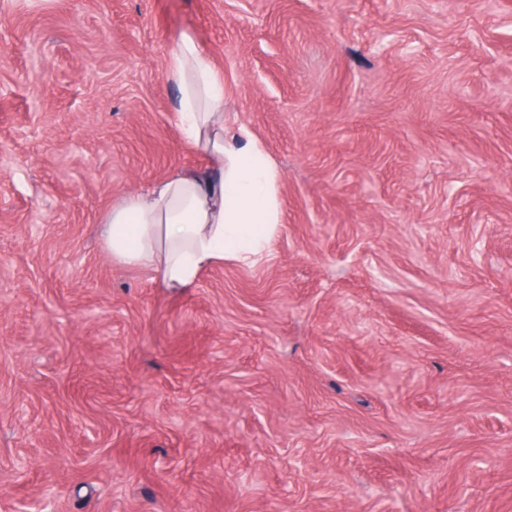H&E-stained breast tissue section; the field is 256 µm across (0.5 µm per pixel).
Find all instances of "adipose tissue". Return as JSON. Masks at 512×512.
<instances>
[{"mask_svg":"<svg viewBox=\"0 0 512 512\" xmlns=\"http://www.w3.org/2000/svg\"><path fill=\"white\" fill-rule=\"evenodd\" d=\"M165 78L177 91L180 138L209 167L174 170L114 203L102 239L113 261L152 269L166 287L191 288L224 262L264 258L282 222V174L249 126L227 121L224 82L191 34L175 41Z\"/></svg>","mask_w":512,"mask_h":512,"instance_id":"ef3b65f1","label":"adipose tissue"}]
</instances>
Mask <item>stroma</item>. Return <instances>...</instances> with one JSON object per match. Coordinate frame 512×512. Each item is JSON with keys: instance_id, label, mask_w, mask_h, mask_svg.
<instances>
[{"instance_id": "1", "label": "stroma", "mask_w": 512, "mask_h": 512, "mask_svg": "<svg viewBox=\"0 0 512 512\" xmlns=\"http://www.w3.org/2000/svg\"><path fill=\"white\" fill-rule=\"evenodd\" d=\"M183 32L283 224L177 290ZM0 512H512V0H0Z\"/></svg>"}]
</instances>
